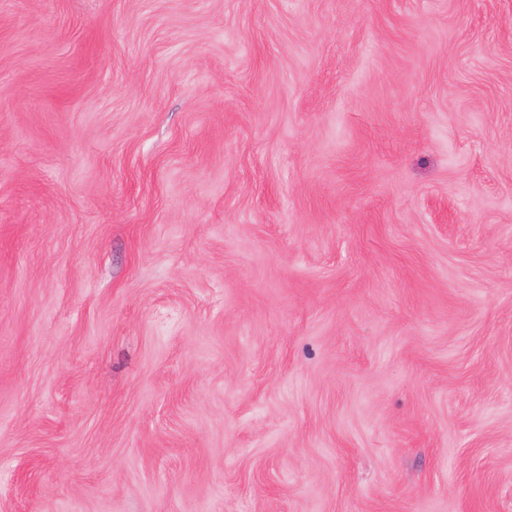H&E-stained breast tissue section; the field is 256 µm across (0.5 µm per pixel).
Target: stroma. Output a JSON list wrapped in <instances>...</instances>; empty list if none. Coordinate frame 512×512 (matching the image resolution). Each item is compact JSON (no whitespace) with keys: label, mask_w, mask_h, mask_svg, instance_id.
<instances>
[{"label":"stroma","mask_w":512,"mask_h":512,"mask_svg":"<svg viewBox=\"0 0 512 512\" xmlns=\"http://www.w3.org/2000/svg\"><path fill=\"white\" fill-rule=\"evenodd\" d=\"M0 512H512V0H0Z\"/></svg>","instance_id":"35a3bbf8"}]
</instances>
